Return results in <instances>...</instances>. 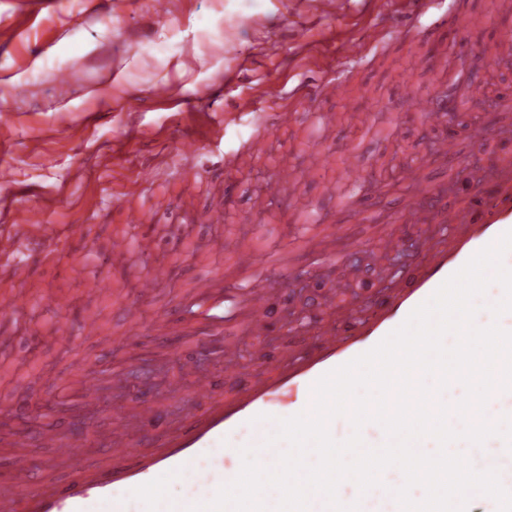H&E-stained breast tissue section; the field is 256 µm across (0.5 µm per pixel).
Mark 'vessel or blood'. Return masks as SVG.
<instances>
[{
	"instance_id": "vessel-or-blood-1",
	"label": "vessel or blood",
	"mask_w": 512,
	"mask_h": 512,
	"mask_svg": "<svg viewBox=\"0 0 512 512\" xmlns=\"http://www.w3.org/2000/svg\"><path fill=\"white\" fill-rule=\"evenodd\" d=\"M436 0H400L399 20L377 14L362 28L360 34L340 45L344 57L352 63L361 62L373 47L387 44L393 32H400L409 41H417L423 22L437 27L478 30L487 27L490 13H436ZM345 84L335 76L306 78L282 89L284 103L272 107L253 102L249 111L261 118L263 132L282 130L298 121L324 124L323 114L298 112L297 102L316 97L325 100L342 98ZM295 164L281 158L277 174L268 191L277 195L288 191L295 181ZM400 233L394 243L375 246L376 259H386L394 247L417 241L416 252L410 255L406 268L396 284L371 300L348 304L328 294L325 306L335 312L333 321L321 324L307 319L296 330L294 348L269 366L262 378L246 387H239L242 360L235 346L223 349L224 374L233 392L214 393L210 378L194 372L190 381L175 379L169 395L188 400L189 405L178 423L169 431L150 434L155 419L152 399H144L135 410L113 407L112 423L98 441L104 448L103 458L87 463L85 450L89 440L85 433H61L42 430L40 443L54 450V464H67L64 477L52 471L36 472L26 451L27 436H19L13 445L16 452L5 478L0 479V512H130L137 500L150 503V512H186L197 504L209 503L218 488L229 482L230 474L212 468L196 476V494L182 497L160 496L161 480L182 479L188 470L204 458L237 454L239 448H258L263 464H274L286 443L265 447V439L275 432L276 421L308 411L312 405V385L327 372L369 351L397 329L409 313L427 300L452 274L462 268L478 251L512 231V163L503 162L494 182L485 185L474 196L453 209L432 212L406 203L398 218ZM423 224H445L452 228L451 238L434 245L428 239H414V229ZM90 225L73 224L68 228L47 223L43 209L28 211L23 223L0 231V269L15 265H38L55 252L63 235H89ZM155 248L151 233L141 232L135 238H113L108 261L116 270L125 269L132 251L150 254ZM225 250L234 254L239 267L248 270V285L224 291L220 276L196 280L192 298L193 315L202 324L222 318L224 312H243L239 324L252 340L255 352H263L264 336L270 335L273 320L268 312L267 291L263 286L267 257L243 249L228 240ZM104 370L89 367L81 384L86 405H96L104 381ZM263 422H256V415ZM342 503H359L361 512H370L375 505L394 503L392 493L376 488L360 494L353 481H343L338 488Z\"/></svg>"
}]
</instances>
